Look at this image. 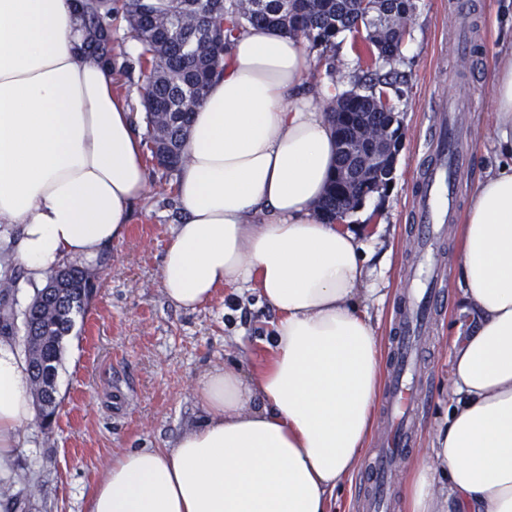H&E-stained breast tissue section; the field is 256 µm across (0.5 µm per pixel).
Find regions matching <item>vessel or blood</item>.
I'll list each match as a JSON object with an SVG mask.
<instances>
[{
  "instance_id": "b4317fda",
  "label": "vessel or blood",
  "mask_w": 512,
  "mask_h": 512,
  "mask_svg": "<svg viewBox=\"0 0 512 512\" xmlns=\"http://www.w3.org/2000/svg\"><path fill=\"white\" fill-rule=\"evenodd\" d=\"M437 112L429 164L416 184L412 199L411 217L417 226L416 263L392 328L389 378L383 407L389 430L365 469L368 512H382L388 476L398 457L407 453L411 446L414 417L421 403V394L415 386L420 339L444 302L438 244L452 221L459 174L467 157L460 106L443 101L438 104Z\"/></svg>"
}]
</instances>
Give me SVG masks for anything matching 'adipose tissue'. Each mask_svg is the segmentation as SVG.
Wrapping results in <instances>:
<instances>
[{"label": "adipose tissue", "mask_w": 512, "mask_h": 512, "mask_svg": "<svg viewBox=\"0 0 512 512\" xmlns=\"http://www.w3.org/2000/svg\"><path fill=\"white\" fill-rule=\"evenodd\" d=\"M74 0H0V224L18 226L0 280L28 288L96 260L128 232L149 182L143 141L109 64L79 48ZM302 37L250 26L191 117L175 183L182 220L161 282L194 311L226 288L277 315L263 360L197 382L203 417L160 448H122L87 512H333L373 433L384 339L366 303L360 226L321 219L336 169ZM495 163L477 180L460 244L448 407L403 512H512V50L493 70ZM31 382L0 339V479L35 420Z\"/></svg>", "instance_id": "obj_1"}]
</instances>
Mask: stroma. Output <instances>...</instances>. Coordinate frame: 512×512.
Returning <instances> with one entry per match:
<instances>
[{"mask_svg":"<svg viewBox=\"0 0 512 512\" xmlns=\"http://www.w3.org/2000/svg\"><path fill=\"white\" fill-rule=\"evenodd\" d=\"M404 52L393 67L402 78L388 93L406 129L389 188L376 193L373 213L350 212L346 223H384L371 259L387 298L371 305L383 336H391L398 300L415 263L410 197L427 160L438 101L473 94L466 114L468 159L460 205L494 163L491 70L502 43L512 40L507 0H467L474 50L456 61L452 40L460 24L458 0H414ZM145 201L133 212L127 237L112 244L99 268L95 297L75 315L63 341L56 375L58 416L52 429L31 426L17 456L7 498L12 512H86L93 481L118 448H157L196 423L202 410L195 387L208 370L239 362L243 349H259L275 320L250 293L224 290L211 304L184 312L162 290L161 264L178 209L175 177L150 167ZM457 246L444 247L442 288L446 303L421 345L419 388L425 396L412 448L394 468L388 512H400L407 469L427 460L435 426L445 413L450 374L448 327L456 300Z\"/></svg>","mask_w":512,"mask_h":512,"instance_id":"35a3bbf8","label":"stroma"}]
</instances>
